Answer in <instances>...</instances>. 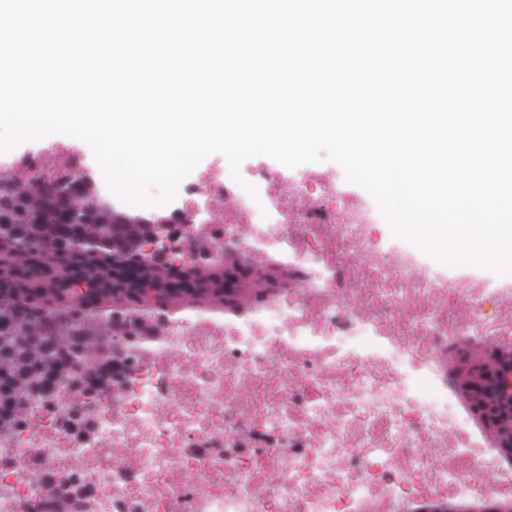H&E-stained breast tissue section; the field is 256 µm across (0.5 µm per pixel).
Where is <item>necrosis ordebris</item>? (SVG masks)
I'll return each mask as SVG.
<instances>
[{
  "label": "necrosis or debris",
  "mask_w": 512,
  "mask_h": 512,
  "mask_svg": "<svg viewBox=\"0 0 512 512\" xmlns=\"http://www.w3.org/2000/svg\"><path fill=\"white\" fill-rule=\"evenodd\" d=\"M240 172L217 157L140 208L78 139L0 155L21 195L72 182L149 226L141 302L51 324L56 391L0 430V512H512V402L489 388L494 424L464 388L473 362L512 366V276L391 239L333 167ZM184 269L235 278L167 293Z\"/></svg>",
  "instance_id": "necrosis-or-debris-1"
}]
</instances>
